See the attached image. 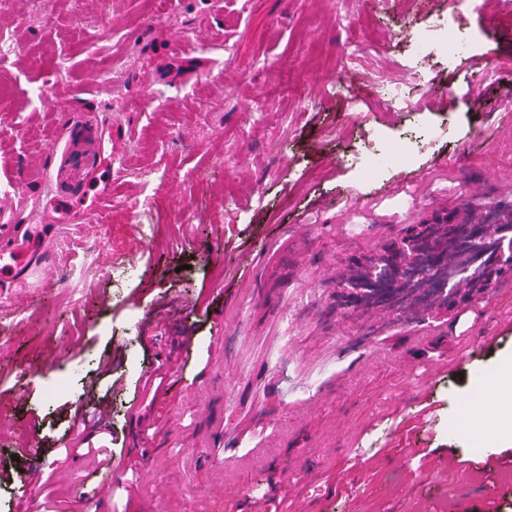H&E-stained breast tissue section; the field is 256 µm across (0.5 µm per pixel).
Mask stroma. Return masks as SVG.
I'll return each instance as SVG.
<instances>
[{
	"label": "stroma",
	"mask_w": 512,
	"mask_h": 512,
	"mask_svg": "<svg viewBox=\"0 0 512 512\" xmlns=\"http://www.w3.org/2000/svg\"><path fill=\"white\" fill-rule=\"evenodd\" d=\"M167 7L179 30L158 22ZM409 14V0H393L382 15L370 0H12L5 22L17 50L0 66L8 90L0 186L79 212L102 156L113 155L122 166L104 242L118 257L141 234L125 202L147 188L145 173L166 174L148 188L162 205L156 243L137 260L139 271L157 272L155 293L137 304H95L96 291L112 288L97 274L79 305H68V272L93 238L64 216L21 215L67 242L42 260L44 288L0 342V405L44 448L50 481L33 488L36 512L56 502L62 512L81 504L89 512H247L248 502L270 498L283 512H485L492 501L512 512V471L486 472L479 437L458 427L477 384L512 361V283L448 318L383 326L367 313L337 312L336 290L321 276L325 254L344 263L362 254L364 240L395 237L425 212L487 202L512 208L491 179L512 173V93L502 86L512 80L511 30L449 12L451 25L474 36L485 73L464 84L460 58L435 56V83L453 89L443 110L419 92L412 110L390 113L373 90L351 98L323 83L346 66L402 70L412 49L401 37ZM348 16L370 19V29L346 26ZM116 58L121 66L102 85L100 68ZM258 84L262 112L247 106ZM150 87L166 89L161 107L145 106ZM38 88L46 101L35 99ZM375 141L412 146L402 167L411 178L396 193L388 187L401 167L370 172L359 163ZM315 143L335 155V169L323 168ZM284 153L291 166H281ZM242 163L249 181L225 208ZM477 179L489 183L482 200L467 192ZM224 243L248 263L225 266L218 279L203 252ZM166 298L185 302L186 325L165 322ZM144 335L156 344H142ZM488 335L494 343L477 348ZM185 336L194 339L187 358L179 353ZM47 342L64 351L51 367L39 359ZM118 344L122 361L97 385L112 408L116 465L100 504L98 465L64 459L59 443L70 435L87 375ZM157 370L167 376L166 393L153 402L142 387ZM58 379L68 388L47 398ZM315 399L322 414H295ZM428 451L452 452L455 467L427 476ZM398 454L405 469L394 463ZM145 467L159 483L178 474L182 494L157 499L141 481ZM224 482L243 497L208 496Z\"/></svg>",
	"instance_id": "1"
}]
</instances>
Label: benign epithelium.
Segmentation results:
<instances>
[{
	"label": "benign epithelium",
	"instance_id": "benign-epithelium-1",
	"mask_svg": "<svg viewBox=\"0 0 512 512\" xmlns=\"http://www.w3.org/2000/svg\"><path fill=\"white\" fill-rule=\"evenodd\" d=\"M462 224L469 227L473 240L494 238L499 241V249L489 262L483 284L473 285L465 273L461 272L453 284L436 285L439 293L448 295V300L434 301L430 317H446L458 304L469 302L475 295L487 291L499 277L512 272V210H500L493 218L485 221L471 212H460L448 216L446 224L425 220L409 225L401 235L380 242L372 251L336 268L333 279L336 310L354 312L363 308L364 287L382 288L393 275L403 271L418 279L426 277L431 267L447 262L448 256L434 249L426 262L422 263L418 258L420 245L432 242L443 233L449 234Z\"/></svg>",
	"mask_w": 512,
	"mask_h": 512
}]
</instances>
